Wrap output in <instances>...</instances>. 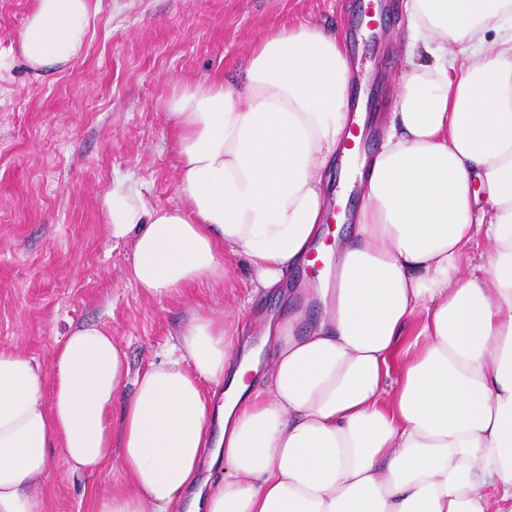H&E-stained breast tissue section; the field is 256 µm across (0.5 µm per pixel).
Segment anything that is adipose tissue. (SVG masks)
Wrapping results in <instances>:
<instances>
[{
    "label": "adipose tissue",
    "instance_id": "ef3b65f1",
    "mask_svg": "<svg viewBox=\"0 0 512 512\" xmlns=\"http://www.w3.org/2000/svg\"><path fill=\"white\" fill-rule=\"evenodd\" d=\"M401 7V91L379 151L346 177L364 204L336 243L335 284L314 291L321 319L299 335L260 317L253 344L197 313L135 373L98 324L46 372L0 348V512H44L56 455L71 474L119 466L92 512H512V0ZM96 13L34 0L28 67L81 58ZM349 74L336 35L282 26L237 83L175 86L179 206L104 200L130 280L158 298L219 285L233 255L266 291L325 252L328 173L365 122ZM481 237L489 261L473 270Z\"/></svg>",
    "mask_w": 512,
    "mask_h": 512
}]
</instances>
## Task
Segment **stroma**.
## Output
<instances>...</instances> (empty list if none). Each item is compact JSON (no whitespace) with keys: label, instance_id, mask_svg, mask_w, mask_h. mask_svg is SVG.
I'll return each mask as SVG.
<instances>
[{"label":"stroma","instance_id":"obj_1","mask_svg":"<svg viewBox=\"0 0 512 512\" xmlns=\"http://www.w3.org/2000/svg\"><path fill=\"white\" fill-rule=\"evenodd\" d=\"M369 0H99L84 58L44 76L28 69L18 39L33 0H0V348L41 369L74 328L106 324L132 370L159 360L188 318L261 312L291 319L296 334L322 314L305 288L315 268L289 271L278 293H257L244 265L224 260V284L155 299L128 278L129 250L109 236L103 200L120 189L153 207L179 204V157L163 101L186 80L236 83L269 28L317 25L335 32L350 78L367 98L363 149L381 143L374 116L388 110L402 69L394 11L355 31ZM44 494L46 512H92L90 491L121 481L68 474Z\"/></svg>","mask_w":512,"mask_h":512}]
</instances>
